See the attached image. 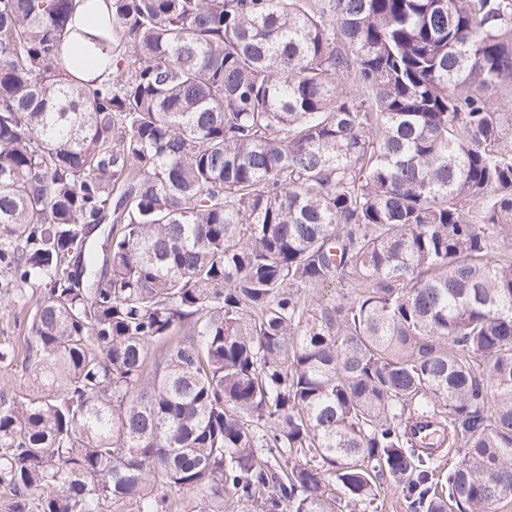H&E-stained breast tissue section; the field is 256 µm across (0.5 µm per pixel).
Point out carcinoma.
Segmentation results:
<instances>
[{
	"instance_id": "carcinoma-1",
	"label": "carcinoma",
	"mask_w": 512,
	"mask_h": 512,
	"mask_svg": "<svg viewBox=\"0 0 512 512\" xmlns=\"http://www.w3.org/2000/svg\"><path fill=\"white\" fill-rule=\"evenodd\" d=\"M75 8L0 0L12 512H495L512 0H112L93 84ZM64 58L73 62L81 57L88 62L80 64L75 69V74L83 83H93L103 79L105 71L112 69V56L101 55L95 45L83 37L77 36L76 40H69L63 44ZM25 314L26 310L22 311L20 307L0 309V346H12L20 342ZM379 491V500L373 506H377V508H370L369 510L375 512H409L408 503L394 484L391 485L390 482L384 481Z\"/></svg>"
}]
</instances>
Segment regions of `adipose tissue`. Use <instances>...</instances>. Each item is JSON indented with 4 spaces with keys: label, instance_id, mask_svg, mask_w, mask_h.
Here are the masks:
<instances>
[{
    "label": "adipose tissue",
    "instance_id": "ef3b65f1",
    "mask_svg": "<svg viewBox=\"0 0 512 512\" xmlns=\"http://www.w3.org/2000/svg\"><path fill=\"white\" fill-rule=\"evenodd\" d=\"M107 18L106 0H77L73 23L82 30L83 35L66 41L63 53L66 60L76 61L75 74L81 82L102 80L104 72L112 68L111 57L100 54L89 39L90 34L96 33Z\"/></svg>",
    "mask_w": 512,
    "mask_h": 512
}]
</instances>
